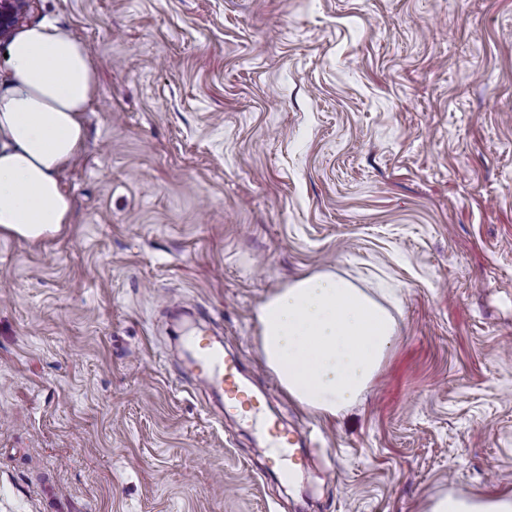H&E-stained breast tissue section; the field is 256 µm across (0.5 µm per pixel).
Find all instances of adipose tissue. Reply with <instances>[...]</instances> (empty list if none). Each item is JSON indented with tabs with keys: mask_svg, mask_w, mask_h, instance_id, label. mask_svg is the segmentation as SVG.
I'll list each match as a JSON object with an SVG mask.
<instances>
[{
	"mask_svg": "<svg viewBox=\"0 0 512 512\" xmlns=\"http://www.w3.org/2000/svg\"><path fill=\"white\" fill-rule=\"evenodd\" d=\"M0 88V232L36 240L73 221L60 175L82 152L98 76L87 48L44 21L9 43ZM266 367L304 409L338 417L373 386L398 322L351 280L322 271L270 294L257 310Z\"/></svg>",
	"mask_w": 512,
	"mask_h": 512,
	"instance_id": "obj_1",
	"label": "adipose tissue"
}]
</instances>
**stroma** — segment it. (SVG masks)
Returning a JSON list of instances; mask_svg holds the SVG:
<instances>
[{"label": "stroma", "instance_id": "obj_1", "mask_svg": "<svg viewBox=\"0 0 512 512\" xmlns=\"http://www.w3.org/2000/svg\"><path fill=\"white\" fill-rule=\"evenodd\" d=\"M98 71L74 223L0 237V512H428L512 494V0H30ZM331 271L399 340L336 418L256 311ZM210 328L298 486L182 362Z\"/></svg>", "mask_w": 512, "mask_h": 512}]
</instances>
